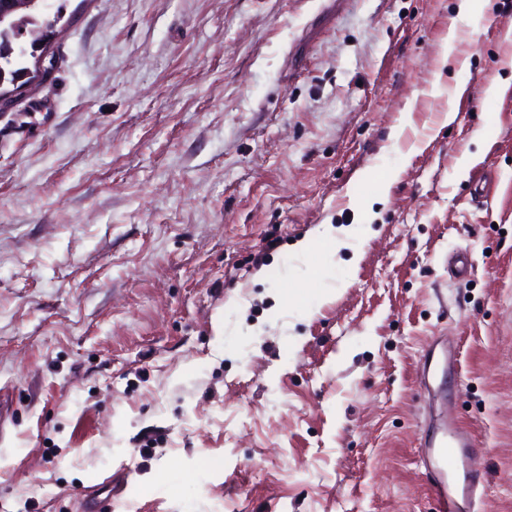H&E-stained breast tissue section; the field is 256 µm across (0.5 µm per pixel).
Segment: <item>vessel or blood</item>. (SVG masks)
Listing matches in <instances>:
<instances>
[{"instance_id":"obj_1","label":"vessel or blood","mask_w":512,"mask_h":512,"mask_svg":"<svg viewBox=\"0 0 512 512\" xmlns=\"http://www.w3.org/2000/svg\"><path fill=\"white\" fill-rule=\"evenodd\" d=\"M471 446L467 433L453 417L425 440L420 462L430 475L438 512H469L479 483Z\"/></svg>"}]
</instances>
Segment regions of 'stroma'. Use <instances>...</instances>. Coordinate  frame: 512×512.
Instances as JSON below:
<instances>
[{"mask_svg":"<svg viewBox=\"0 0 512 512\" xmlns=\"http://www.w3.org/2000/svg\"><path fill=\"white\" fill-rule=\"evenodd\" d=\"M51 5L0 106V512H437L447 410L512 512V0ZM323 224L373 230L331 280Z\"/></svg>","mask_w":512,"mask_h":512,"instance_id":"stroma-1","label":"stroma"}]
</instances>
